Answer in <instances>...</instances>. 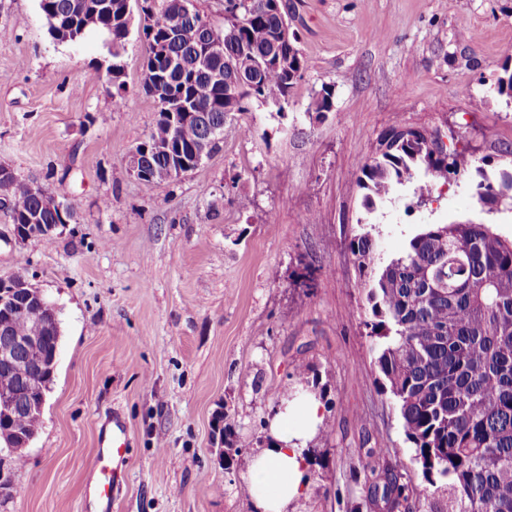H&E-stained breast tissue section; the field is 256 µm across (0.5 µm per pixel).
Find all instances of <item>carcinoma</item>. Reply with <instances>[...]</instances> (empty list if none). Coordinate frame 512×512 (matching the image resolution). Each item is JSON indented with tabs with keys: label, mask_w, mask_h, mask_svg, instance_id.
Here are the masks:
<instances>
[{
	"label": "carcinoma",
	"mask_w": 512,
	"mask_h": 512,
	"mask_svg": "<svg viewBox=\"0 0 512 512\" xmlns=\"http://www.w3.org/2000/svg\"><path fill=\"white\" fill-rule=\"evenodd\" d=\"M137 3L148 45L145 63L157 64L160 86L143 84L158 102V118L146 140L144 181L168 168L164 148L181 150L189 170L197 167L194 149L212 130L211 152L220 149L224 120L245 112L253 102L284 108L293 86L303 77L307 61L300 50L279 55L278 34L287 15L270 7L271 0H224V27H216L189 0L192 18L173 21L180 0H109L112 16L99 24L77 29L75 39L87 33L102 38L112 55V80L122 72L121 56L130 34V2ZM87 0H39L47 23L60 17L81 25ZM238 35L224 42V56L202 58L199 44L222 38L231 28ZM162 45L167 56L155 51ZM248 62L260 73L256 85H243L237 64ZM188 104L201 120L173 128L170 113ZM331 109V92L321 90L308 111ZM434 133L413 127H393L378 140L371 160L360 167L358 183L368 210L390 197L400 186H413L424 202L457 172L459 155L448 152L432 159L429 140ZM477 203L491 207L512 193V169L489 178L476 167ZM3 205L14 224L57 223V214L42 206L35 183L15 174L0 182ZM362 272L371 274L367 294L373 319L364 322L370 352L379 370L380 386L392 395L406 440L414 448L427 486L403 482L398 472L383 484L374 483L369 502L386 501L394 509L414 497L427 502L429 512H512V239L492 225L464 222L422 224L402 255L380 263L377 240L365 228L349 243ZM0 333L46 336L48 329L30 318H17L0 306ZM58 341L37 348L50 369V388L56 369ZM42 395L28 398L10 419L14 429L35 437L41 427Z\"/></svg>",
	"instance_id": "cac0c4a2"
}]
</instances>
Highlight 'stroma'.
I'll return each instance as SVG.
<instances>
[{
	"instance_id": "35a3bbf8",
	"label": "stroma",
	"mask_w": 512,
	"mask_h": 512,
	"mask_svg": "<svg viewBox=\"0 0 512 512\" xmlns=\"http://www.w3.org/2000/svg\"><path fill=\"white\" fill-rule=\"evenodd\" d=\"M309 67L285 108L251 103L192 173L146 183L126 164L158 104L142 89L138 24L123 91L96 35L54 42L39 0H0V164L72 203L52 243L17 240L0 208V279L24 275L61 336L41 428L0 449V512H84L102 424L130 454L112 512H253L250 455L298 367L324 406L307 491L290 512H375L372 448L413 459L376 381L371 286L348 244L371 224L382 260L420 224L476 220L512 238V200L474 197L475 168L512 166V0H288ZM331 111L308 104L321 88ZM438 131L464 164L425 204L363 206L359 167L394 126ZM214 217L202 222L201 213ZM232 432L221 447L219 426Z\"/></svg>"
}]
</instances>
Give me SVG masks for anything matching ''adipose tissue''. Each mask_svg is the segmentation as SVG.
Here are the masks:
<instances>
[{
    "label": "adipose tissue",
    "mask_w": 512,
    "mask_h": 512,
    "mask_svg": "<svg viewBox=\"0 0 512 512\" xmlns=\"http://www.w3.org/2000/svg\"><path fill=\"white\" fill-rule=\"evenodd\" d=\"M323 420L317 394L305 391L283 401L269 421V439L247 468V483L256 512H288L306 489L308 467L304 444Z\"/></svg>",
    "instance_id": "obj_1"
}]
</instances>
